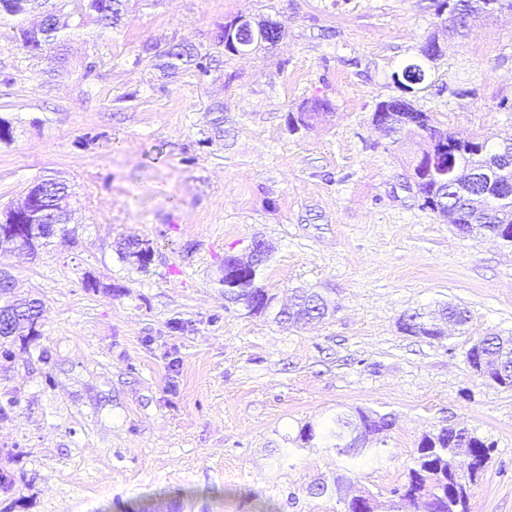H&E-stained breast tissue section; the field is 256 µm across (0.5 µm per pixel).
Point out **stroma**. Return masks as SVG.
Returning <instances> with one entry per match:
<instances>
[{
  "mask_svg": "<svg viewBox=\"0 0 512 512\" xmlns=\"http://www.w3.org/2000/svg\"><path fill=\"white\" fill-rule=\"evenodd\" d=\"M440 0H127L116 29L71 36L66 60L31 58L0 28V217L35 183L73 192V234L0 268L43 303L40 336L0 364V512H342L309 485L335 451L303 443L336 412L393 414L358 486L392 510L422 438L464 427L490 447L470 512H512V391L466 360L512 336V249L461 235L423 208L402 147L371 123L398 98L394 72L423 64L415 108L441 128L512 137V12L474 21L436 60ZM273 16L272 50L221 55L216 71L166 77L142 44L213 51L216 25ZM333 115L290 133L308 100ZM224 138L209 141L211 109ZM147 241L146 270L119 245ZM271 248L258 284L276 304L322 288L323 322L279 323L224 298V258ZM446 303L463 332L410 336L399 318Z\"/></svg>",
  "mask_w": 512,
  "mask_h": 512,
  "instance_id": "35a3bbf8",
  "label": "stroma"
}]
</instances>
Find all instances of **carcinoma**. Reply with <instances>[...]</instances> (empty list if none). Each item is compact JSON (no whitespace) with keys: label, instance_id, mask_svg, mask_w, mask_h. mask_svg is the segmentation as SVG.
I'll use <instances>...</instances> for the list:
<instances>
[{"label":"carcinoma","instance_id":"1","mask_svg":"<svg viewBox=\"0 0 512 512\" xmlns=\"http://www.w3.org/2000/svg\"><path fill=\"white\" fill-rule=\"evenodd\" d=\"M72 0H0V21L11 24L13 42L19 49L32 55L42 53L52 60L61 62L63 42L66 30L81 29L89 24L104 28H115L121 19L124 0H80L77 22H72V13L67 7ZM39 10L40 24L36 28L25 25V17ZM141 53L155 61V67L170 76L184 68H194L201 75L211 73L216 59L203 53L194 44L181 41L161 49L152 43H145ZM396 82L402 87L420 89L426 81V72L419 64L406 65L401 74L395 75ZM331 105L326 100H313L302 105L297 121L306 126L314 118L316 112H328ZM443 129L431 124L423 129H406L400 133L396 142L410 145L419 141L424 135H436ZM480 150L470 158V165L478 172L484 170L490 155L495 150L488 148L487 140H479ZM417 194L423 200V206L433 209L435 205L446 208L459 207L468 211L472 220V230L482 231L487 226L504 224L512 227V183L497 181L491 187L480 179L468 184H456L448 177L439 179L424 178L415 185ZM68 187L54 180H43L40 186V198L37 210L40 211V222L45 224H66L69 220ZM144 241L132 237L125 240L122 258L131 259L143 268L151 261L150 248H141ZM268 256L261 255L255 267H243L234 255L224 256V293L230 299L243 304L249 314L261 316L267 313L272 305L273 297L257 285L260 268L265 265ZM17 309L16 321H26L30 314L37 311L28 298H19L15 287L0 286V307ZM330 301L321 292L309 289H298L292 300V308L279 310V322L295 324L301 321L320 322L329 313ZM434 312H420L405 315L401 319V328L412 336H423L432 340L443 338L442 333L435 329ZM37 336H10L0 338V359L6 362L15 357L12 345L20 341L32 342ZM468 359L493 357L500 360V368L488 373L485 383L503 389H512V347L498 338L496 334L485 336L473 344L467 351ZM363 425L371 433L387 434L394 425V419L388 414L378 412L367 413L361 408L348 412H340L331 417L320 429L307 425L300 431V439L305 443L318 440L328 448L336 450V454L350 461L343 468V473L336 476V483L346 484L352 481L356 463L368 458L379 457L373 446L354 448L349 445V431ZM457 438L451 427L441 429L438 433L423 437L412 464L407 469L404 482L393 489L400 495L412 496L414 491H423L431 499V512H470L469 500L457 503V499L449 495L452 476L461 469V463L468 461L475 470L485 468L489 459V449L478 438L468 439L465 449L455 444Z\"/></svg>","mask_w":512,"mask_h":512}]
</instances>
